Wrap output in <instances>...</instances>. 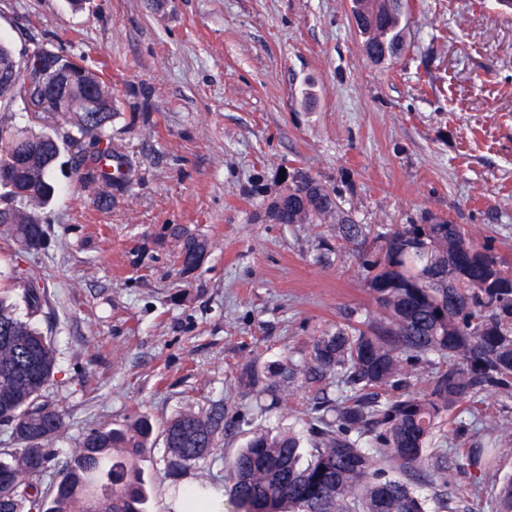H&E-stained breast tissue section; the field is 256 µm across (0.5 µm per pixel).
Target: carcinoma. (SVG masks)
Segmentation results:
<instances>
[{
    "label": "carcinoma",
    "instance_id": "1",
    "mask_svg": "<svg viewBox=\"0 0 512 512\" xmlns=\"http://www.w3.org/2000/svg\"><path fill=\"white\" fill-rule=\"evenodd\" d=\"M366 54L393 61L404 50V0H353ZM71 58L43 48L19 65L0 41V107L40 102L41 87ZM73 91L97 96L95 112H66L68 129L34 133L0 125V230L16 255L42 248L40 212L56 195L54 171L65 153L77 182L97 188L98 205L127 188L128 161L112 147V87L85 67L75 70ZM330 217L358 257L377 320L354 313L314 336L299 360L251 370L255 400L243 422L261 416L283 395L329 377L340 396L319 397L296 425L255 433L238 449L224 488L236 512H427L410 478L430 465L442 476L447 456L431 453L441 427L471 411L483 392L512 394V265L492 244L472 242L445 215L426 224H394L378 232L357 223L340 196L310 172L293 168L281 190L256 208L254 220L320 224ZM175 243L179 274L187 278L207 260L211 242L183 224L164 226ZM377 242L370 250L367 239ZM44 289L29 278L21 292L0 286V426L15 448L0 458V512H144L145 480L138 462L152 447L156 425L135 413L121 427L87 431L76 453L57 461L52 444L65 429V413L44 396L55 377L57 353L34 318ZM431 376L422 390L413 378ZM224 404L179 412L162 426L167 472L178 478L224 443ZM491 465L487 448L459 433L457 466L479 484ZM54 473V489L42 479ZM206 489L185 503L208 508ZM492 512H512V475L497 490Z\"/></svg>",
    "mask_w": 512,
    "mask_h": 512
}]
</instances>
